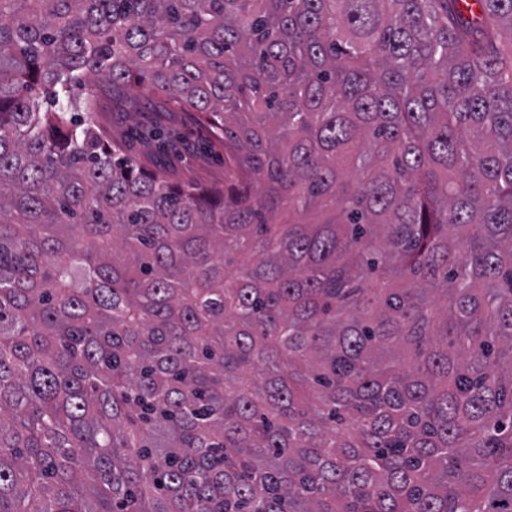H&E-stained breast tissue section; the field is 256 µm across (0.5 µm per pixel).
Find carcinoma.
Wrapping results in <instances>:
<instances>
[{"mask_svg": "<svg viewBox=\"0 0 512 512\" xmlns=\"http://www.w3.org/2000/svg\"><path fill=\"white\" fill-rule=\"evenodd\" d=\"M0 512H512V0H0ZM92 120L109 145L121 148L146 172L160 173L170 184L224 187L233 174L224 164V144L203 125L198 112L178 107L166 93L132 87L107 88L90 78ZM164 141V143H162Z\"/></svg>", "mask_w": 512, "mask_h": 512, "instance_id": "carcinoma-1", "label": "carcinoma"}]
</instances>
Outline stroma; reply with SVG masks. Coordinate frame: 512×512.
Returning <instances> with one entry per match:
<instances>
[{
  "instance_id": "35a3bbf8",
  "label": "stroma",
  "mask_w": 512,
  "mask_h": 512,
  "mask_svg": "<svg viewBox=\"0 0 512 512\" xmlns=\"http://www.w3.org/2000/svg\"><path fill=\"white\" fill-rule=\"evenodd\" d=\"M92 120L109 145L121 148L147 172L160 173L170 184L222 188L232 175L224 146L216 141L198 112L177 106L164 93L132 87L108 88L94 79Z\"/></svg>"
}]
</instances>
